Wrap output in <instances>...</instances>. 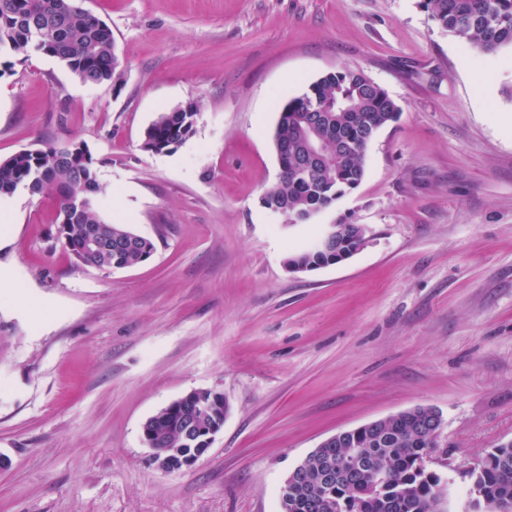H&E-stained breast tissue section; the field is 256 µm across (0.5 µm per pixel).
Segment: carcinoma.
<instances>
[{
  "mask_svg": "<svg viewBox=\"0 0 512 512\" xmlns=\"http://www.w3.org/2000/svg\"><path fill=\"white\" fill-rule=\"evenodd\" d=\"M429 17L445 33L476 54L512 51V0H421ZM60 59L83 81L100 84L120 79V61L110 27L72 0H0V54L30 51ZM399 108L362 72L341 69L313 82L279 109L274 146L283 169L277 184L262 198L265 208L280 212L287 223L300 213L325 210L357 188L366 169L368 137L397 118ZM196 112L190 107L159 114L144 132L142 148L170 152L194 133ZM321 144L318 157L309 146ZM29 185L57 203V241L81 264L101 269L134 266L155 251L152 240L138 237L123 224L105 221L95 210L99 185L90 153L80 145L23 150L0 160V196ZM87 197L83 210H71L70 196ZM102 224L112 238L136 241L137 247L112 257L81 251L85 228ZM329 255L302 248L286 265L307 268ZM227 407L209 406L205 425H224ZM422 408L388 418L378 429L348 434L334 448L306 457L308 483L288 486V512H447L438 509L441 478L420 466L436 447L424 427ZM158 447H183L180 419L161 410L150 419ZM471 489L480 496L512 501V442L489 451L473 468Z\"/></svg>",
  "mask_w": 512,
  "mask_h": 512,
  "instance_id": "cac0c4a2",
  "label": "carcinoma"
}]
</instances>
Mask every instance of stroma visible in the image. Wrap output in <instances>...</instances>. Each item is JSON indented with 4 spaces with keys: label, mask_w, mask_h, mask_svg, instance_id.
I'll return each mask as SVG.
<instances>
[{
    "label": "stroma",
    "mask_w": 512,
    "mask_h": 512,
    "mask_svg": "<svg viewBox=\"0 0 512 512\" xmlns=\"http://www.w3.org/2000/svg\"><path fill=\"white\" fill-rule=\"evenodd\" d=\"M420 0H85L122 78L92 84L39 52L0 77V160L85 145L96 207L156 246L85 267L55 240L51 196L6 198L0 265V512H280L324 439L419 406L442 418L429 469L449 512L512 440V56L477 60ZM363 72L398 105L362 183L290 227L280 106L326 73ZM194 104L175 150L141 147ZM371 225L347 261L288 271L323 224ZM208 389L228 413L193 466L147 462L142 425Z\"/></svg>",
    "instance_id": "stroma-1"
}]
</instances>
